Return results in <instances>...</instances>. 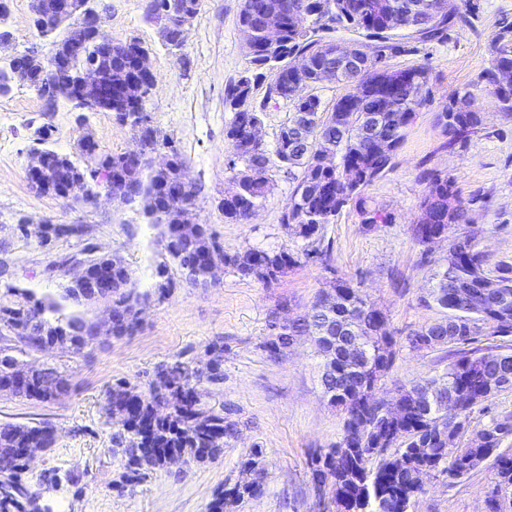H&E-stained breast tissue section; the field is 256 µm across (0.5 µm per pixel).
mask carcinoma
Segmentation results:
<instances>
[{
	"label": "carcinoma",
	"instance_id": "obj_1",
	"mask_svg": "<svg viewBox=\"0 0 512 512\" xmlns=\"http://www.w3.org/2000/svg\"><path fill=\"white\" fill-rule=\"evenodd\" d=\"M202 0H149L147 12L164 21L161 36L170 46L179 47L176 22L178 13L197 12ZM273 17L280 25L277 42L265 35V20ZM467 22L456 0H242L239 24L250 33V52L246 54L245 74L224 89V102L234 112L226 136L232 137L234 163L241 165L233 181L240 185V196L224 203V218L246 223L263 205L270 189L268 172L274 165L293 175V188L288 211L281 223L293 228L295 235L305 240L301 253L285 250L248 248L228 253L221 248L208 225L188 237L174 234L179 213L194 210L200 189L191 186L178 189L179 172L186 158L171 141L156 128L145 135L144 155L131 166L123 153L94 151L88 178L104 166L112 167V191L120 194L119 204H139L150 224L160 228L164 246V261L156 269L163 279L158 285L163 298L173 287L169 265L173 264L181 278L193 286L211 285L206 257L218 251L224 266L243 280L266 284L279 279L300 264V259L322 257L314 242L322 239V230L348 205L357 210L364 225L389 224L391 216L367 205L365 189L384 177L396 166L398 150L405 128L416 112L433 103L428 65L419 64L403 69L408 79L397 84L389 80L387 59L415 48L396 37L412 31V40L431 42L443 38L448 28ZM67 35L60 40L54 34L61 26ZM348 31L359 35L350 40L356 47L355 60L344 62L334 56L338 42L334 34ZM39 36L51 40L52 48L68 43L84 46L73 56L72 70H49L37 95L44 101V111L54 112L60 100H66L77 110L83 106L76 94L75 71L86 63L100 62L115 74L132 71L136 55L132 43L117 41L107 34L100 36L80 27L62 14L46 13L38 20ZM490 66L477 77L476 84L490 86L495 75L503 70L512 74V21L504 18L490 44ZM333 69L334 81L346 84L361 95L353 99L343 95L327 105L313 94L294 95V89L305 90L321 83V74ZM269 71L266 99H283L293 104L294 111L313 116L311 137L302 145L292 139V125L284 126L277 137L274 151H269L255 136L254 128L262 125L265 104L255 105V84ZM438 121L447 137L445 147L452 149L464 142L483 123L479 112H454L447 103L440 107ZM334 141L335 166L323 168L318 155L324 142ZM158 147L172 152L168 174H157L149 163L150 154ZM419 179L426 185L420 210L435 212L452 207L446 219L431 224H412L415 240L429 244L431 236L449 235L451 228L466 227L448 240V253L434 273L435 283L429 292L432 302L443 310L440 318L408 335L410 347L417 348L424 339L425 349L454 348L452 361L445 372L402 387L404 401L400 417L386 422L375 411L358 406L353 400L363 381L370 380L372 371H350L334 362L335 373L323 386L329 403L345 414L343 434L336 446L311 458L312 480L319 484L327 475L344 494L343 512H409L412 501L424 489L417 483L423 467L459 479L469 475L487 460H492L494 482L512 488V456L498 452L501 444L512 437V414L493 418L476 431H469L475 411L499 393L512 390V352L486 348L465 350L479 339L486 340L512 335V297L505 304L507 317L489 305L479 306L480 281L489 277L484 255L476 249L474 224L470 205L462 200L455 179L436 170L424 169ZM86 233L83 224H55L52 234L57 238L81 240ZM92 265L112 264V277L118 280L112 290V307L120 313L122 324L115 338L138 332L141 321L131 315L137 301L150 297L140 292L131 273L118 253L89 256ZM336 309L326 311L317 304L295 320L289 335L311 332L322 337L318 351L336 356L337 341L333 337L352 335L367 329L380 328L381 338L374 348L384 372L393 367L397 352L396 340L386 329L387 316L367 296L346 280H337ZM55 300L36 299L24 294V301L14 306L0 305V385L9 381V372L17 339L30 350L40 351L58 345L68 350L80 343L88 323L72 315L64 323L67 334H56L57 326L45 318L48 311L57 312ZM207 355L214 363V372L198 378L185 362L176 361L156 368L149 383L148 394L125 381L112 388L106 397V412L113 419L112 452L125 461V484L143 483L155 471L166 466L171 456H181L186 464L214 461L224 454V448L237 437L239 423L224 416L207 404L204 397L209 387L224 383V345L211 343ZM507 372L510 383L492 386V376ZM443 382L465 397L466 405L455 412L458 422L456 437L438 429V421L448 417V400H437L426 409L421 405L428 388ZM182 392L180 406L163 413L161 408L169 388ZM55 432L47 425L0 423V467L9 472V479L0 483V512L19 507L16 492L18 477L27 461L20 448H50ZM338 448H353L354 454L336 456ZM253 482H237L216 492L207 505V512H232L245 497L254 496Z\"/></svg>",
	"mask_w": 512,
	"mask_h": 512
}]
</instances>
